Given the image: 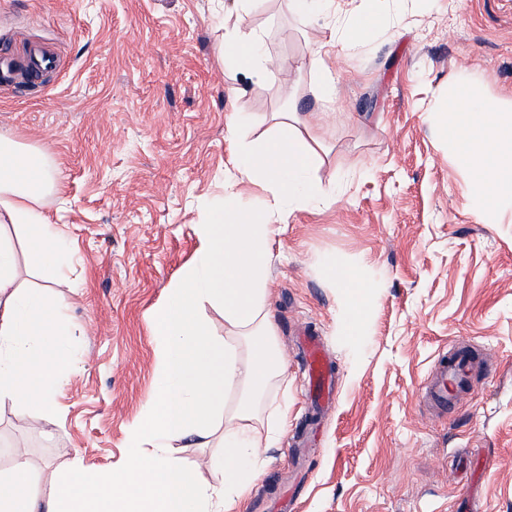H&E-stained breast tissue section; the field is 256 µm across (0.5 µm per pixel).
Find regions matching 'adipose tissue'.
<instances>
[{"instance_id": "adipose-tissue-1", "label": "adipose tissue", "mask_w": 512, "mask_h": 512, "mask_svg": "<svg viewBox=\"0 0 512 512\" xmlns=\"http://www.w3.org/2000/svg\"><path fill=\"white\" fill-rule=\"evenodd\" d=\"M397 22L378 14L373 0H364L362 10L341 20L339 28L345 44L353 45ZM218 57L255 82L273 65L262 33L237 25L226 29ZM296 121L295 113H279L263 142L237 147L222 205L194 227L200 247L193 262L171 280L164 302L151 313L156 380L129 428L126 465L117 471L75 468L43 498L35 492L26 451L15 449L13 469L0 474V512H237L259 474L261 449L289 424L287 405L268 395L286 372L269 311L277 222L284 213L337 200L335 184L310 175L322 162L319 137L301 131ZM436 128L455 144L471 173L475 217L483 223L496 219L512 206V109L490 105L463 80L437 112ZM243 181L269 193L274 209L262 214L240 206L235 187ZM57 185V172L42 153L0 135V401H11L21 413L49 409L69 371L68 331L59 320L61 306L47 289L20 286L4 231L22 227L35 263L62 273L68 244L39 209ZM324 273L345 293V335H356L365 290L341 263L327 262ZM206 302L222 309L223 333L201 318ZM217 433L224 453L210 462L216 474L211 484L187 468L171 446L185 440L204 446Z\"/></svg>"}]
</instances>
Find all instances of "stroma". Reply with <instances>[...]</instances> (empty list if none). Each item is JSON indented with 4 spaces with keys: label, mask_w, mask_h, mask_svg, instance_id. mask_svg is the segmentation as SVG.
Masks as SVG:
<instances>
[{
    "label": "stroma",
    "mask_w": 512,
    "mask_h": 512,
    "mask_svg": "<svg viewBox=\"0 0 512 512\" xmlns=\"http://www.w3.org/2000/svg\"><path fill=\"white\" fill-rule=\"evenodd\" d=\"M288 2L253 0L241 17L274 61L254 83L216 61L237 0H0V42L21 27L59 57L40 92L0 89V134L60 173L41 209L70 244L69 283L9 235L19 283L67 298L72 324L51 409L0 404V472L19 441L43 497L69 467H123L156 376L151 312L194 256L204 208L223 200L236 145L261 140L272 113L317 107L316 73L297 63L327 42L336 106L313 175L338 200L284 214L273 244L287 363L274 394L291 424L250 492L297 512H512V213L475 219L470 174L433 128L461 80L512 106V0H376L401 22L355 47ZM233 112L250 115L235 133ZM331 259L368 288L359 335L343 333ZM305 329L334 368L322 408L304 384ZM458 342L481 357L471 391L446 417L424 413L419 390Z\"/></svg>",
    "instance_id": "stroma-1"
}]
</instances>
